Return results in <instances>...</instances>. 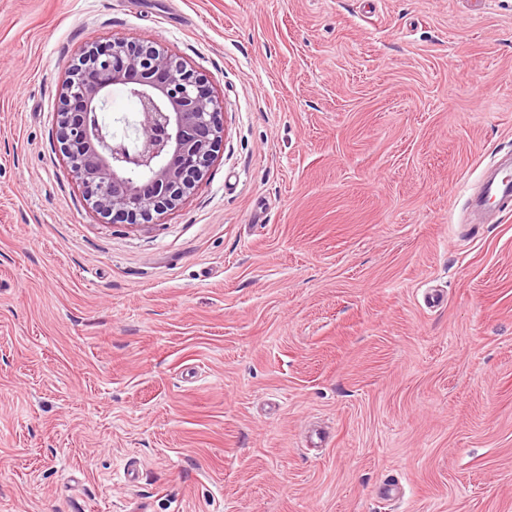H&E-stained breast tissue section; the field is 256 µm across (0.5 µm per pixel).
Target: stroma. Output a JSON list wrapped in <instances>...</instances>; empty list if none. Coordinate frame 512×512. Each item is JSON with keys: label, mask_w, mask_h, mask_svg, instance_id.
<instances>
[{"label": "stroma", "mask_w": 512, "mask_h": 512, "mask_svg": "<svg viewBox=\"0 0 512 512\" xmlns=\"http://www.w3.org/2000/svg\"><path fill=\"white\" fill-rule=\"evenodd\" d=\"M115 37L226 105L144 226L55 136ZM505 153L512 0H0V512H512V210L466 212Z\"/></svg>", "instance_id": "obj_1"}]
</instances>
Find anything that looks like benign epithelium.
Returning <instances> with one entry per match:
<instances>
[{
    "mask_svg": "<svg viewBox=\"0 0 512 512\" xmlns=\"http://www.w3.org/2000/svg\"><path fill=\"white\" fill-rule=\"evenodd\" d=\"M128 85L136 117L118 134L107 93ZM224 102L201 72L150 40L82 50L62 85L56 137L89 208L108 224H149L196 192L224 139Z\"/></svg>",
    "mask_w": 512,
    "mask_h": 512,
    "instance_id": "1",
    "label": "benign epithelium"
}]
</instances>
